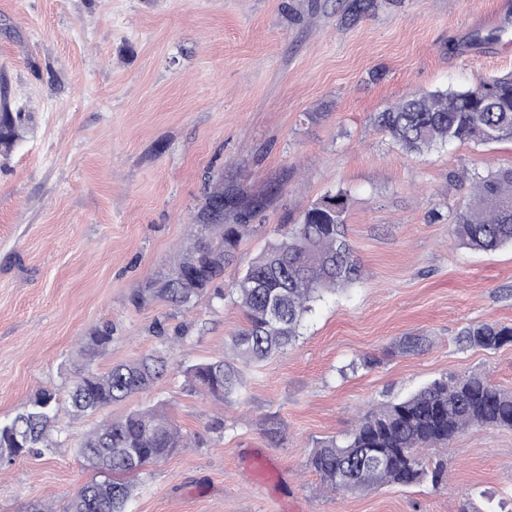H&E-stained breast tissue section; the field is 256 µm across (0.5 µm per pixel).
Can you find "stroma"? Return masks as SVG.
<instances>
[{
	"label": "stroma",
	"mask_w": 512,
	"mask_h": 512,
	"mask_svg": "<svg viewBox=\"0 0 512 512\" xmlns=\"http://www.w3.org/2000/svg\"><path fill=\"white\" fill-rule=\"evenodd\" d=\"M351 2L0 0V80L27 116L0 155V418L38 389L65 394L81 338L106 324L98 371L156 351L168 365L145 392L63 416L55 454L0 469V512L64 507L95 476L78 438L159 403L188 444L134 475L129 512H500L512 496L509 429L473 427L429 449L428 461L448 462L437 486L334 493L306 467L317 441L343 438L370 404L435 379L480 372L512 389V344L457 343L472 324L512 325V247L480 252L450 236L468 192L456 174L511 166L512 141L409 153L374 120L406 94L512 72V51L471 28L500 0H368L356 16ZM217 173L226 189L266 199L222 291L277 227L340 188L363 267L316 304L288 353L243 366L244 388L222 406L189 393L180 370L230 355L242 311L130 302L191 240ZM413 335L429 347L388 354Z\"/></svg>",
	"instance_id": "35a3bbf8"
}]
</instances>
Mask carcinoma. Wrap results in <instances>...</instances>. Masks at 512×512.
Instances as JSON below:
<instances>
[{
    "mask_svg": "<svg viewBox=\"0 0 512 512\" xmlns=\"http://www.w3.org/2000/svg\"><path fill=\"white\" fill-rule=\"evenodd\" d=\"M26 118L11 110L0 96V152L10 151ZM380 130L402 148L421 153L455 142L488 144L512 141V74L493 77L465 89L410 93L376 116ZM348 191L324 195L333 209L312 203L301 222L279 232L276 241L247 267L231 286L233 303L243 312L245 327L231 339L234 358L224 356L186 366L185 388L224 403L244 385L237 362L257 364L288 350L300 336L307 315L324 295L361 277V264L346 234ZM263 206L224 190V176L208 181L195 214V233L173 255L163 279L151 281L131 297L136 307L164 301L189 310L210 298L214 283L224 278L246 224H226L224 216L240 219ZM453 236L483 252L512 245V166L498 168L471 181L470 192L454 215ZM459 345L496 350L512 343V326L480 323L464 328ZM112 343V328H97L81 342L85 364L78 369L69 393L75 412H95L146 389L166 372L156 353L116 364L105 372L93 368ZM428 339L406 336L386 349L411 354ZM61 410L56 392L41 389L25 409L0 419V467L23 456L55 452L51 430ZM471 427L512 429V390L492 383L481 373L436 379L413 394L367 410L341 440H321L307 463L324 489L337 493L376 490L385 486L442 483L446 465H429L424 451L448 447ZM187 440L162 407L133 411L104 422L83 435L79 458L100 476L84 484L63 512H126L133 485L125 479L147 466L165 461ZM377 449L384 461L367 457Z\"/></svg>",
    "mask_w": 512,
    "mask_h": 512,
    "instance_id": "1",
    "label": "carcinoma"
}]
</instances>
